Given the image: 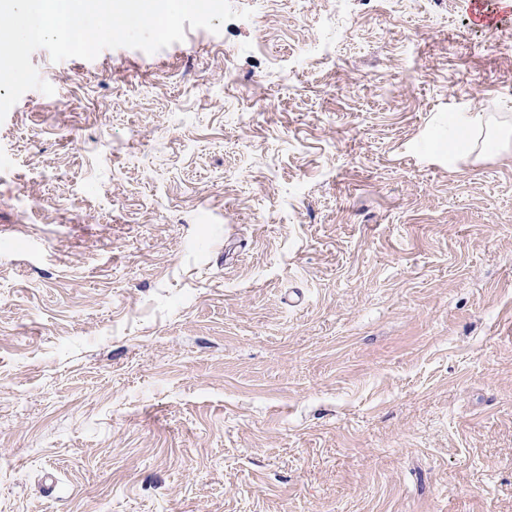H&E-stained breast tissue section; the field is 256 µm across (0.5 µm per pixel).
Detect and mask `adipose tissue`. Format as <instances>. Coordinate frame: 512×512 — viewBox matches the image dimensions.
<instances>
[{
  "mask_svg": "<svg viewBox=\"0 0 512 512\" xmlns=\"http://www.w3.org/2000/svg\"><path fill=\"white\" fill-rule=\"evenodd\" d=\"M454 134L444 147L449 161L478 153L485 142H495L501 151L512 150V122L499 119L495 113L475 110L453 116Z\"/></svg>",
  "mask_w": 512,
  "mask_h": 512,
  "instance_id": "1",
  "label": "adipose tissue"
}]
</instances>
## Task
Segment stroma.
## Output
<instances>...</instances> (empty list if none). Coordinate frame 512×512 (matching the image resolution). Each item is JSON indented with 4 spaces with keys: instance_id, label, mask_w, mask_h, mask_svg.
I'll use <instances>...</instances> for the list:
<instances>
[{
    "instance_id": "obj_1",
    "label": "stroma",
    "mask_w": 512,
    "mask_h": 512,
    "mask_svg": "<svg viewBox=\"0 0 512 512\" xmlns=\"http://www.w3.org/2000/svg\"><path fill=\"white\" fill-rule=\"evenodd\" d=\"M231 4L0 123V512H512V14ZM454 134L441 150L448 154V164L475 153L481 154L485 142L493 141L503 152H510L511 124L500 120L495 113L475 110L471 112H454Z\"/></svg>"
}]
</instances>
